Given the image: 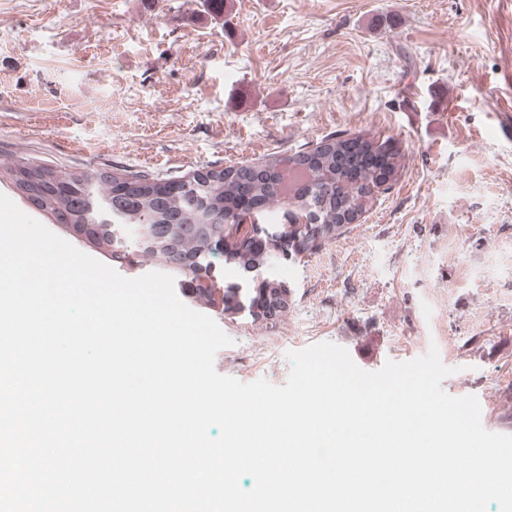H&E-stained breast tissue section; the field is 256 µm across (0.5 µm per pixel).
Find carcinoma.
I'll list each match as a JSON object with an SVG mask.
<instances>
[{"label":"carcinoma","instance_id":"1","mask_svg":"<svg viewBox=\"0 0 512 512\" xmlns=\"http://www.w3.org/2000/svg\"><path fill=\"white\" fill-rule=\"evenodd\" d=\"M359 145L357 153L383 152L387 155L390 174L395 176L401 168L399 150L383 143L357 136L350 138L338 134L327 137L314 149L317 158L310 183L302 187V193L289 194L283 185L281 171L296 169V158L300 153L284 159H273L269 166L276 172L258 173L253 165H232L207 171L206 187L199 197L174 195L157 198L152 193L155 178L143 174H130L122 179L134 188L120 193L110 182H98L96 171L70 176L74 183L92 185V192L107 191L112 194V231L99 230L110 236V260L123 264L128 258L130 244L127 231L147 225L149 238L136 242L144 256L157 262L160 271L174 276L182 285L201 281L209 276L213 259L224 258V268L241 274V281H224V314L239 313L242 306L249 309L253 319L272 320L288 307L286 289L282 283L267 277L259 279L253 270L266 267L276 258L297 259L313 255L319 248L341 235L342 218L347 214L358 216L367 211L374 198L379 175L370 167L359 164L358 175L352 176L340 166V158L348 148ZM29 163L22 162L9 168L13 189L19 197L25 196ZM247 185L251 198L266 206L278 202L291 221L279 224L274 234H262L258 240L264 247L257 249L254 242L231 240L224 234L221 221L228 217L242 216L248 208L242 204L240 188ZM39 211L52 215L60 224L80 225L84 223L81 209L66 211L60 199L47 195L39 205ZM306 222L294 223L298 217Z\"/></svg>","mask_w":512,"mask_h":512}]
</instances>
